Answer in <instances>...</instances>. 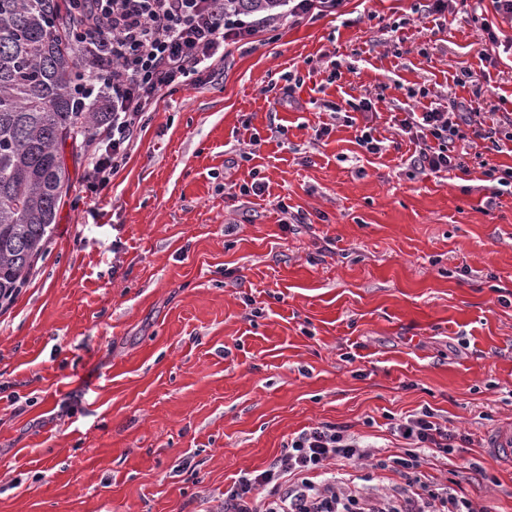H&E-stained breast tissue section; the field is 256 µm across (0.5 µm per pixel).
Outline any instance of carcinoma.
<instances>
[{
  "label": "carcinoma",
  "instance_id": "1",
  "mask_svg": "<svg viewBox=\"0 0 512 512\" xmlns=\"http://www.w3.org/2000/svg\"><path fill=\"white\" fill-rule=\"evenodd\" d=\"M284 0H224V12L277 15ZM81 77L68 0H0V302L22 288L71 186L66 154L86 151L109 113L73 104Z\"/></svg>",
  "mask_w": 512,
  "mask_h": 512
}]
</instances>
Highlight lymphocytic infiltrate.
I'll return each instance as SVG.
<instances>
[{
	"label": "lymphocytic infiltrate",
	"instance_id": "f902f5d3",
	"mask_svg": "<svg viewBox=\"0 0 512 512\" xmlns=\"http://www.w3.org/2000/svg\"><path fill=\"white\" fill-rule=\"evenodd\" d=\"M71 39L85 79L73 87L76 100L106 98L111 114L102 128L86 174L87 190L106 188L123 162L141 117L164 93L213 74L221 49L249 40L254 29L224 11V0H73ZM461 86L473 96L459 111L406 113L402 132L416 139L414 166L434 174L468 171L476 142L501 153L512 145V116L488 121L479 74L461 71ZM385 430L400 441L383 455L349 425L322 422L302 429L261 470L242 472L224 490L220 512H476L471 500L427 472L430 459L454 453L463 437L429 406L406 416H388ZM359 460L370 473L345 467ZM389 471L398 484L371 489L375 472Z\"/></svg>",
	"mask_w": 512,
	"mask_h": 512
}]
</instances>
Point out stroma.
I'll use <instances>...</instances> for the list:
<instances>
[{"label":"stroma","mask_w":512,"mask_h":512,"mask_svg":"<svg viewBox=\"0 0 512 512\" xmlns=\"http://www.w3.org/2000/svg\"><path fill=\"white\" fill-rule=\"evenodd\" d=\"M427 2L267 22L144 114L108 188L71 165L0 306V512H215L294 433L366 435L427 405L472 439L435 476L512 512V462L486 452L512 421V197L475 163L415 169L399 130L470 99L463 69L512 113V54L482 60L469 0ZM365 97L322 134L331 105ZM283 203L312 223L284 228ZM466 457L488 478L457 476Z\"/></svg>","instance_id":"1"}]
</instances>
